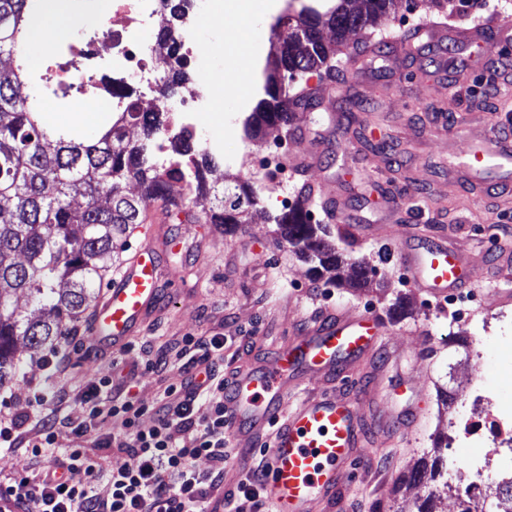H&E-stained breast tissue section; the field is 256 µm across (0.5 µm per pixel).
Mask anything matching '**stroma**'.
I'll return each instance as SVG.
<instances>
[{"label":"stroma","instance_id":"obj_1","mask_svg":"<svg viewBox=\"0 0 512 512\" xmlns=\"http://www.w3.org/2000/svg\"><path fill=\"white\" fill-rule=\"evenodd\" d=\"M66 7L73 19L70 37L48 47H27L33 67L52 76L66 46L79 45L85 33L100 36L106 30L94 0H66ZM428 15L421 4L410 11L402 7L379 27L350 35L349 43L366 40L377 46L379 67L344 82L342 102L310 109L305 136L290 138L281 128L269 127L259 138L245 137L243 120L263 98L260 90L235 111L212 112L198 121L197 139L219 162L207 180L220 182L230 175L257 192L245 224L232 235L214 230L205 222L211 200L204 195L172 212L165 226L170 244L161 277L162 307L138 335L137 347L119 356L77 352V345L88 342L86 318L75 339L58 344L57 371L43 369V350L18 346L24 372L0 389L11 412L79 417L82 407L74 397L61 405L38 404L31 400L34 387L62 384L74 394L89 382L111 378L116 364L143 363L145 345L157 349L185 336L218 335L228 340L255 336L272 348L328 308H358L377 314L388 327L394 359L381 374L394 402L420 403L424 419L411 440L386 442L381 454L354 469L346 480L350 512H416L423 491L411 487L409 472L430 450L433 436L447 432L449 421L471 419L464 397L470 382L483 377L512 391V354L478 361L466 343L470 336H512V304H487L498 286L490 267L502 247H512V190L476 194L456 185L453 166L468 143L447 132L448 125L461 120L476 128L512 115V57L493 42L472 48L463 69H450L443 53L424 44L407 57H394L390 40ZM188 20L209 67L203 79L196 65H189L192 89L216 102L247 84L251 74L235 55L238 16L193 10ZM332 110L344 115L341 134L354 146L351 158L340 161L331 148L320 166L304 175L279 172V164H290L315 141L331 138L326 115ZM274 157L279 160L275 167L270 164ZM307 180L343 195L353 223L368 225L364 237L349 235L340 224L329 225L332 242L347 259L376 268V277L364 287L349 286L346 266L340 280L315 278L307 262L277 242L272 218L299 198ZM385 193L399 206L387 218L378 214ZM414 227L451 237L470 253L472 297L435 301L407 285L397 259L379 260V249L398 248L403 234ZM446 394L453 396L452 405L443 404Z\"/></svg>","mask_w":512,"mask_h":512}]
</instances>
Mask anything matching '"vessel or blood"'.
<instances>
[{
    "label": "vessel or blood",
    "instance_id": "vessel-or-blood-1",
    "mask_svg": "<svg viewBox=\"0 0 512 512\" xmlns=\"http://www.w3.org/2000/svg\"><path fill=\"white\" fill-rule=\"evenodd\" d=\"M414 38L448 37L461 49L496 41L512 43V18L499 15L470 28L424 24ZM452 134L465 137L470 153L460 166L463 184L479 189L490 173L502 184L512 183V123L485 122L480 132L455 126ZM308 199L324 195L327 220L347 222L344 202L320 184L304 187ZM399 263L411 287L442 299L473 282L466 251L447 237L406 236ZM162 255L154 244L136 250L125 271L99 301L90 326L98 352L123 353L141 334L159 306ZM385 323L375 314L352 309L329 311L293 336L265 352L254 347L235 367L224 390V432L239 453L236 473L248 471V449L262 447L264 469L259 486L267 512H349L344 482L354 466L374 453L378 439L411 434L420 421L421 407L390 404V392L373 379L351 392L337 389L351 380L356 364L384 346ZM319 380L321 390L300 396L302 385Z\"/></svg>",
    "mask_w": 512,
    "mask_h": 512
}]
</instances>
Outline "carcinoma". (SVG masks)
<instances>
[{
    "label": "carcinoma",
    "mask_w": 512,
    "mask_h": 512,
    "mask_svg": "<svg viewBox=\"0 0 512 512\" xmlns=\"http://www.w3.org/2000/svg\"><path fill=\"white\" fill-rule=\"evenodd\" d=\"M32 2L0 0V388L21 374L18 341L33 349L51 347L80 321L150 205L160 201L178 208L192 193L209 192L215 205L206 222L231 232L242 223V206L256 203L243 184L208 185L215 157L195 150L190 133L167 134L171 117L155 107L130 103L90 143L44 123L28 105L41 96L19 95L26 65L21 33ZM430 3L465 13L479 0ZM395 5L396 0H288V13L272 26L276 50L261 70L267 98L245 118V136H257L264 125L284 126L292 114L310 109L305 89L281 94L285 79L320 70L334 75L331 60L347 36L386 20ZM325 28L334 40L324 41ZM161 49L162 94L173 98L190 91L178 45L166 37ZM130 122L141 130L138 141L127 139ZM133 181L137 195L127 191ZM273 221L280 238L314 269L338 266V253L324 241L325 228L309 222L305 203ZM20 293L28 295L32 313L15 308ZM487 497L492 512H512V483H491Z\"/></svg>",
    "instance_id": "1"
}]
</instances>
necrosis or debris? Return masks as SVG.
Wrapping results in <instances>:
<instances>
[{
    "instance_id": "obj_1",
    "label": "necrosis or debris",
    "mask_w": 512,
    "mask_h": 512,
    "mask_svg": "<svg viewBox=\"0 0 512 512\" xmlns=\"http://www.w3.org/2000/svg\"><path fill=\"white\" fill-rule=\"evenodd\" d=\"M166 10L165 0H112L107 33L112 38V75L124 93L111 98H95L91 104L97 110L125 111L130 99L152 100L156 107L173 115L171 132H195L194 119L207 114L210 100L198 95L176 101L157 97L162 66L158 56L160 17ZM473 403L482 404L487 426L476 431L471 426L455 427L454 443L469 442L478 447L477 455L460 459L448 457V477L456 479L460 471H468L465 495L482 498L490 476L487 460L496 456L512 468V398H504L499 386L478 379L467 392Z\"/></svg>"
}]
</instances>
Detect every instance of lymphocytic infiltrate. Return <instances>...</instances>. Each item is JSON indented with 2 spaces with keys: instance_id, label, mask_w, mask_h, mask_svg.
<instances>
[{
  "instance_id": "lymphocytic-infiltrate-1",
  "label": "lymphocytic infiltrate",
  "mask_w": 512,
  "mask_h": 512,
  "mask_svg": "<svg viewBox=\"0 0 512 512\" xmlns=\"http://www.w3.org/2000/svg\"><path fill=\"white\" fill-rule=\"evenodd\" d=\"M220 336L185 337L173 360L189 375L188 382L168 387L153 408L138 403L132 393L142 371H161L166 355L132 365L116 380L88 384L77 398L79 418L37 420L0 413V445L22 448L43 466L36 478L23 475L0 482V499L11 512H261L254 477L236 491L224 489V472L235 456L224 434V373ZM111 421L110 436L98 437L103 421ZM117 448L126 462L104 469L98 456L85 448ZM206 459L208 470L195 467Z\"/></svg>"
}]
</instances>
